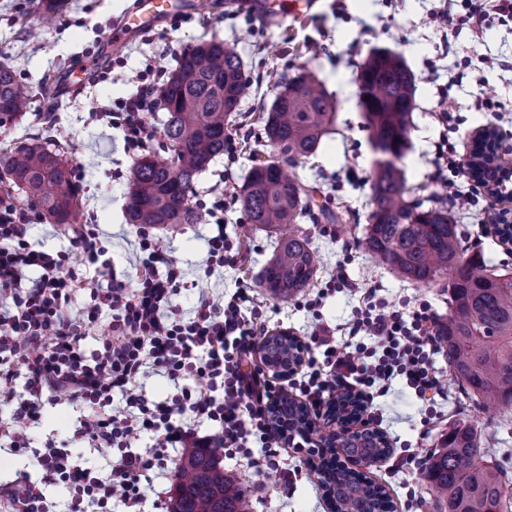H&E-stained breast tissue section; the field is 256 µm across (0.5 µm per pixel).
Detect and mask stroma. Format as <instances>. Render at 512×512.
I'll use <instances>...</instances> for the list:
<instances>
[{"label":"stroma","instance_id":"stroma-1","mask_svg":"<svg viewBox=\"0 0 512 512\" xmlns=\"http://www.w3.org/2000/svg\"><path fill=\"white\" fill-rule=\"evenodd\" d=\"M257 2L259 11L270 12V24L214 5L178 22L156 25L111 48L112 62L100 71L93 59L132 0H68L61 20L37 35L27 20L29 0H0V62L15 68L31 94L28 112L0 128V154L30 137L54 139L74 167L78 221L97 225L113 265L124 274L125 287L138 286V243L143 234H150L164 243L185 271L187 286L177 298L184 314L192 313L200 296L219 300L243 288L262 311L269 332L304 336L319 323L341 331L359 305L357 295L330 281L341 267L349 282L376 287L388 306L405 312L425 307L442 319L449 312L446 289L400 281L355 244L370 211L375 159L358 105L356 65L372 48L387 47L401 53L415 75L411 149L403 161L412 196L440 195L442 183L450 178L462 192L474 193V205L454 214L462 242L469 250L481 251L499 271L512 273V248L500 243L492 226V199L474 192L466 168L449 171L439 158L449 144L468 154L474 132L491 125L499 134L504 163L512 165V70L490 69L483 63L487 57H512V21L493 22L483 39L476 40L467 29L452 34L433 19V10L442 8L443 0H312L296 9L290 0ZM212 39L235 47L250 91L230 119L223 155L195 179L194 206L211 205L208 190L217 181H225L229 190L238 189L253 159L272 154V147L260 138L259 116L271 107L281 83L299 68L313 71L340 102L316 153L300 160L296 171L318 188V201H330L346 221L340 230L327 222L302 221L321 265L310 286L285 301L269 298L258 282L276 236L248 224L239 206L225 209L224 225L228 238L247 259L211 273L205 270L204 225L175 224L146 231L127 223L129 171L136 156L125 149L119 128L93 117L101 107H117L135 92L146 64L174 72L183 50ZM116 70L125 73V81L113 82ZM47 75L56 80L51 95L39 89ZM487 98L498 102L499 110L479 108V101ZM434 360L446 393L434 411H426L399 379L374 399L391 452L372 464L366 475L385 489L395 512H435V498L422 471L440 433L460 419L472 421L491 437L490 461L512 474V418L483 410L468 398L451 380L445 353H437ZM78 415V408L72 406L50 409L31 431L32 451L0 453V477L11 478L21 469L37 475L33 450L42 448L50 436L69 439ZM221 465L240 478L252 500V512H329L305 454L283 451L277 469L262 473L241 455H224ZM286 471L295 473L296 480L284 494L279 482Z\"/></svg>","mask_w":512,"mask_h":512}]
</instances>
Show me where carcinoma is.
I'll use <instances>...</instances> for the list:
<instances>
[{"mask_svg": "<svg viewBox=\"0 0 512 512\" xmlns=\"http://www.w3.org/2000/svg\"><path fill=\"white\" fill-rule=\"evenodd\" d=\"M39 27L54 25L56 13L43 0L34 4ZM355 81L376 159L371 210L359 244L397 279L429 287L448 278L450 312L437 325L455 382L485 408L512 410V276L490 267L459 238L448 205L428 196L410 198L403 159L410 149L415 80L403 56L377 47L359 66ZM236 50L214 39L185 50L178 69L161 90L168 118L163 139L170 158L147 155L131 168L125 214L128 223L150 227L197 224L193 206L196 176L224 154L228 119L248 90ZM30 95L15 69L0 63V126L29 108ZM337 112V100L316 75L299 72L281 86L271 109L261 116L263 131L276 154L258 160L235 194L248 223L277 235L260 286L275 299L296 296L313 280L319 257L299 227L308 216L337 220L309 202L316 188L286 171L315 154ZM21 188L30 205L51 224H71L79 211L73 167L58 147L37 139L0 157V182ZM289 426L309 428L300 406L288 407ZM383 434L356 440L344 448L373 450ZM222 448H193L182 459L168 512H251L249 495L236 477L220 466ZM481 433L466 420L455 422L431 451L425 479L435 503L450 512H512V478L488 462ZM318 475L331 512H394L385 490L356 475L331 449L321 457Z\"/></svg>", "mask_w": 512, "mask_h": 512, "instance_id": "obj_1", "label": "carcinoma"}]
</instances>
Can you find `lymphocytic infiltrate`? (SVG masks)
Masks as SVG:
<instances>
[{
    "mask_svg": "<svg viewBox=\"0 0 512 512\" xmlns=\"http://www.w3.org/2000/svg\"><path fill=\"white\" fill-rule=\"evenodd\" d=\"M462 14L445 9L439 22L467 26L481 37L491 21L512 20V0H461ZM148 84L121 104L120 111L97 113V120L121 127L129 151L147 148L152 134L144 113L158 106L153 67ZM206 211L207 271L243 259L224 233L226 187L211 191ZM28 210L0 203V407L10 415L0 422V448L31 450L28 430L46 408L80 407L70 441L47 440L34 452L40 480L25 472L0 482V512H54L44 489L64 484L70 492L65 512H145L154 470L174 462L179 449L220 444L271 468L280 450L314 456L316 443L301 434L278 435L269 425L270 408L288 403L276 376L260 368L254 354L268 328L265 319L246 315V293L218 303L200 297L192 315L176 298L184 270L159 239L142 236L137 268L139 287L128 291L112 265L94 225L72 228L69 249L38 248L28 240ZM81 255L94 273L85 278L70 265ZM82 290L87 300L72 310ZM361 305L337 343L331 327L315 326L304 343L306 369L289 381L308 410L330 406L337 394L360 393L373 412L376 383L402 377L422 403L434 405L444 389L436 375L439 348L436 318L424 310L403 314L388 309L373 288L363 289ZM101 336L87 350L91 329ZM158 374L175 388L162 399L149 398L139 379ZM212 426L209 434L201 425ZM81 443L109 459L100 473L82 464L69 448ZM145 452H137L138 443Z\"/></svg>",
    "mask_w": 512,
    "mask_h": 512,
    "instance_id": "lymphocytic-infiltrate-1",
    "label": "lymphocytic infiltrate"
}]
</instances>
